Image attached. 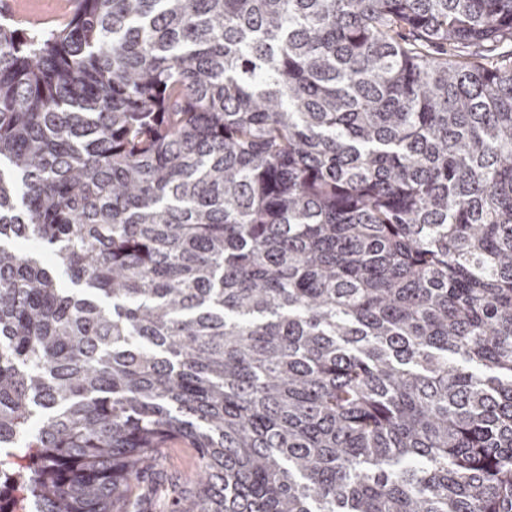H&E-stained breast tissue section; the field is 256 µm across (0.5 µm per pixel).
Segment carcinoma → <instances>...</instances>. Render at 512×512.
<instances>
[{"label": "carcinoma", "mask_w": 512, "mask_h": 512, "mask_svg": "<svg viewBox=\"0 0 512 512\" xmlns=\"http://www.w3.org/2000/svg\"><path fill=\"white\" fill-rule=\"evenodd\" d=\"M170 439L169 512H512V0L0 13V489ZM160 457V474L154 485L155 512L167 511V483L174 480H189L197 467V457L193 448L181 440L167 443Z\"/></svg>", "instance_id": "carcinoma-1"}]
</instances>
